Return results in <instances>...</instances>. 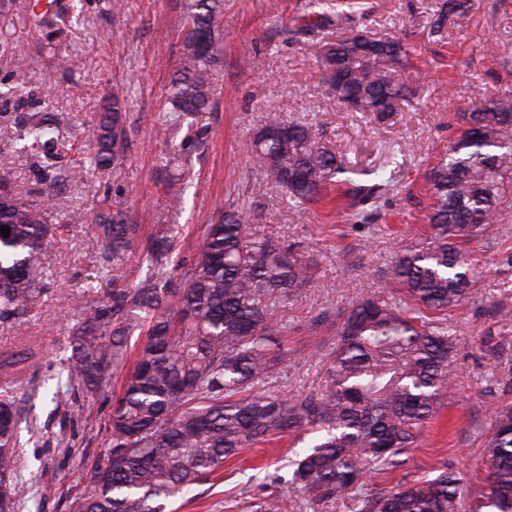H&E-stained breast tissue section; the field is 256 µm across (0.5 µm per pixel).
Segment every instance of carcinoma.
I'll use <instances>...</instances> for the list:
<instances>
[{"mask_svg": "<svg viewBox=\"0 0 512 512\" xmlns=\"http://www.w3.org/2000/svg\"><path fill=\"white\" fill-rule=\"evenodd\" d=\"M37 21L72 18L74 5L51 0ZM360 0H309L306 34L330 16L349 18ZM473 0H444L433 28L464 21ZM221 0H187L180 20L181 56L167 89L168 114L159 136L175 151L204 135L217 71L224 66ZM367 54L343 35L321 50L328 96L345 108L359 98V112L379 103L382 118L410 95L409 84L391 73L407 55L398 39L382 36ZM126 100H104L87 137L97 169L120 163L130 147ZM461 126L448 158L428 173L431 241L399 254L389 270L392 289L379 290L344 314L336 348L329 354L318 389L305 396L277 388L288 363L281 339V312L312 279L315 264L282 245L242 208L202 225L198 252L181 272L168 274L177 224H157L145 235L138 216L100 208L76 213L69 224L52 218L54 187L74 178L56 166L59 124L40 112L18 123L11 146L46 158L38 178L46 186L39 205L23 200L12 174L0 171V319L27 315L45 291L46 245L74 224L92 223L96 243L112 268L138 258L137 283L116 284L104 299L80 306L66 360L69 386L94 395L112 377H122L120 395L107 423L108 446L86 473L85 490L69 500L68 512H165L166 503L224 470V463L263 439L302 430L319 435L289 461L290 476L276 475L252 512H281L285 490L303 492L318 505L334 503L377 471L401 464L425 424L448 399L457 338L448 312L474 299L475 267L464 245L497 224L512 207V91H495L486 105L460 113ZM181 143L176 138L182 130ZM255 166L272 176L292 207L326 195L348 170L318 146L307 124L282 126L267 117L246 143ZM392 190L388 180L357 186L350 204L353 224H370ZM145 333L128 354L129 333ZM25 349L0 354V373L20 371L31 358ZM16 407L0 394V512H19ZM487 445L488 474L481 503L512 512V405L493 414ZM463 477L450 468L387 491L359 492L355 512H463Z\"/></svg>", "mask_w": 512, "mask_h": 512, "instance_id": "cac0c4a2", "label": "carcinoma"}]
</instances>
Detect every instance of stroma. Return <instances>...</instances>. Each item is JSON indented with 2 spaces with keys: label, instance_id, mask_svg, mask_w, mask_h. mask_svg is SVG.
I'll use <instances>...</instances> for the list:
<instances>
[{
  "label": "stroma",
  "instance_id": "1",
  "mask_svg": "<svg viewBox=\"0 0 512 512\" xmlns=\"http://www.w3.org/2000/svg\"><path fill=\"white\" fill-rule=\"evenodd\" d=\"M185 0H76L72 22L36 25L32 0H0V168L10 169L25 199L40 202L44 189L36 172L44 158L10 146L14 125L30 112L52 113L60 128L86 126L104 97L127 98L131 146L126 159L106 170L92 169L82 181L61 186L55 223L73 211L103 205L143 217L145 226L169 221V188L185 187L178 219L182 231L173 257L191 260L200 241L198 225L244 205L279 241L314 256L310 283L286 306L285 337L290 355L281 387L293 395L317 389L325 354L338 341L340 311L386 287L396 254L429 239L430 200L426 177L447 153L457 115L480 108L487 92L512 88V0H475L463 25L432 20L443 0H367L365 14L351 23L326 25L314 38L332 42L353 29L401 38L408 55L399 67L412 94L398 112L380 120L370 112L344 111L323 93L320 55L290 37L304 24L309 0H224V67L200 148L176 157L155 138L166 112V88L181 49L180 17ZM313 126L319 146L335 154L351 183L330 188L303 210L289 206L272 177L255 169L244 148L264 117ZM389 179L395 189L372 224L358 230L346 221L351 184L363 172ZM480 272L476 298L449 313L458 337L453 391L426 428L420 444L397 468L374 475L373 490L388 489L452 465L464 478L468 498L485 485L486 445L492 412L512 405V325L500 320L512 310V213L466 244ZM49 290L33 313L0 322V352L31 347L36 357L18 376L4 380L19 414V466L30 486L27 512H66L84 487V475L108 445L106 424L112 393L86 396L65 383L62 361L71 354L77 299L99 300L113 279H138V262L113 270L104 262L91 225L79 224L46 251ZM66 432L67 446L54 436ZM304 446L300 436L262 441L224 465L222 475L170 499L166 512H246L262 496L271 476Z\"/></svg>",
  "mask_w": 512,
  "mask_h": 512
}]
</instances>
